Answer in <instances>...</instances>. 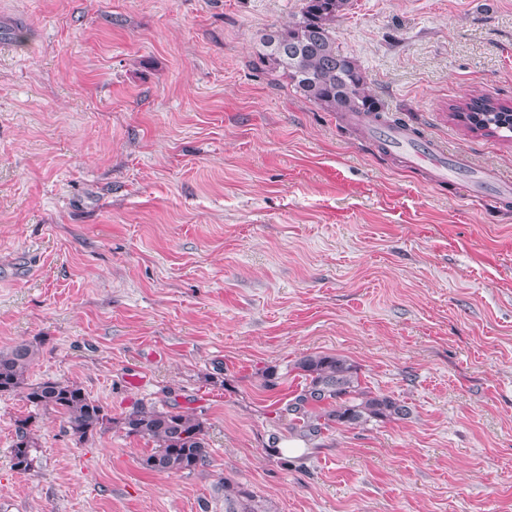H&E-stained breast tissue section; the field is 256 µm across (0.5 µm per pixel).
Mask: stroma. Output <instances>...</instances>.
<instances>
[{
	"instance_id": "35a3bbf8",
	"label": "stroma",
	"mask_w": 512,
	"mask_h": 512,
	"mask_svg": "<svg viewBox=\"0 0 512 512\" xmlns=\"http://www.w3.org/2000/svg\"><path fill=\"white\" fill-rule=\"evenodd\" d=\"M301 4L0 0V349L37 345L28 382L113 418L198 416L212 458L149 472L152 443H81L0 395V512H224L228 475L272 512H512V137L449 111L512 104V0H352L336 24L390 115L454 156L448 182L254 69ZM311 353L409 418L294 436ZM39 443L33 428L32 416L14 421V439L11 446L12 466L20 473H30L39 463Z\"/></svg>"
}]
</instances>
